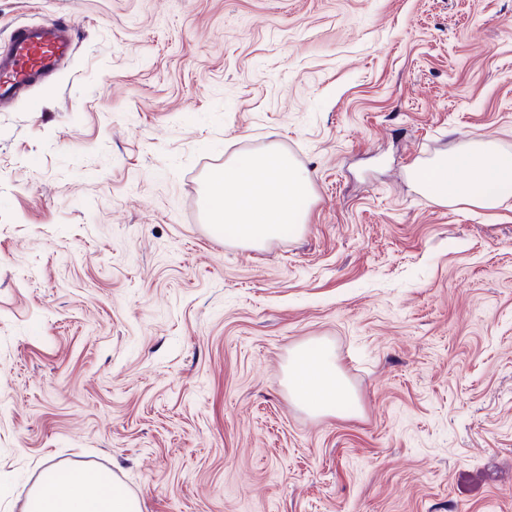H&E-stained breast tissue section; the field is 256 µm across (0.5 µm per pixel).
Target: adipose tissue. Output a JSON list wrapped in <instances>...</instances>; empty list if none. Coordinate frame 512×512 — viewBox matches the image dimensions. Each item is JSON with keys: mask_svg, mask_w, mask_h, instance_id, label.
<instances>
[{"mask_svg": "<svg viewBox=\"0 0 512 512\" xmlns=\"http://www.w3.org/2000/svg\"><path fill=\"white\" fill-rule=\"evenodd\" d=\"M416 189L443 206L494 210L512 196V153L489 141H470L424 162ZM312 195L308 172L286 154L272 150L239 156L206 179L202 211L207 223L222 226L239 242L259 246L299 229ZM288 393L301 408L330 415L355 409V393L336 365L329 344L297 349L288 362ZM56 484L33 492L26 512H141L139 500L123 492L110 473L81 461L47 469Z\"/></svg>", "mask_w": 512, "mask_h": 512, "instance_id": "ef3b65f1", "label": "adipose tissue"}]
</instances>
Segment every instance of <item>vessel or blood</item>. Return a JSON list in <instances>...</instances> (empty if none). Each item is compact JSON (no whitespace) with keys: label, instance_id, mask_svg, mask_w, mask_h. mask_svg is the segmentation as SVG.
Listing matches in <instances>:
<instances>
[{"label":"vessel or blood","instance_id":"obj_1","mask_svg":"<svg viewBox=\"0 0 512 512\" xmlns=\"http://www.w3.org/2000/svg\"><path fill=\"white\" fill-rule=\"evenodd\" d=\"M11 42L12 54L0 57V105L42 83L73 52L71 31L61 21L18 25Z\"/></svg>","mask_w":512,"mask_h":512}]
</instances>
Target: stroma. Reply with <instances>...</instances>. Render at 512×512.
Returning <instances> with one entry per match:
<instances>
[{"label":"stroma","instance_id":"obj_1","mask_svg":"<svg viewBox=\"0 0 512 512\" xmlns=\"http://www.w3.org/2000/svg\"><path fill=\"white\" fill-rule=\"evenodd\" d=\"M52 20L0 108V512L71 459L142 512H512V198L408 177L512 151V0H0V53ZM271 146L306 223L234 245L206 177ZM311 339L356 412L290 402ZM11 42L12 54L0 57V105L42 83L74 49L70 28L61 21L20 24L12 30ZM413 184L439 205L494 210L512 194V153L490 141H469L424 162Z\"/></svg>","mask_w":512,"mask_h":512}]
</instances>
